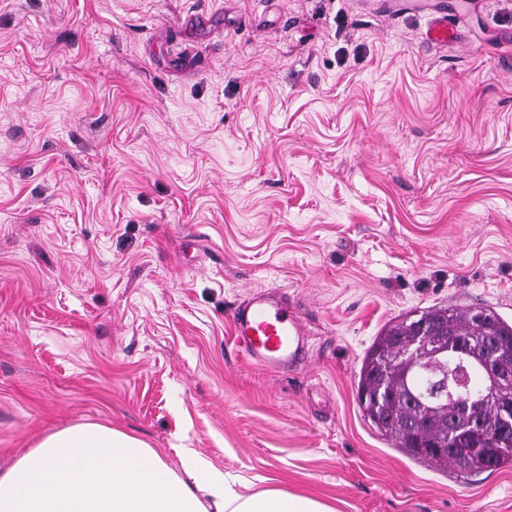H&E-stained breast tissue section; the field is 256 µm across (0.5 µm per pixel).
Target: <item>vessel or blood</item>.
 Wrapping results in <instances>:
<instances>
[{
    "label": "vessel or blood",
    "mask_w": 512,
    "mask_h": 512,
    "mask_svg": "<svg viewBox=\"0 0 512 512\" xmlns=\"http://www.w3.org/2000/svg\"><path fill=\"white\" fill-rule=\"evenodd\" d=\"M235 343L259 368L280 373L302 358L304 320L271 291L250 294L230 314Z\"/></svg>",
    "instance_id": "obj_1"
}]
</instances>
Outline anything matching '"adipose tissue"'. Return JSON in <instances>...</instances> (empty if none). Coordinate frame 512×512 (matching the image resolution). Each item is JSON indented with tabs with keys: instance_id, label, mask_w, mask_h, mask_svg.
Returning a JSON list of instances; mask_svg holds the SVG:
<instances>
[{
	"instance_id": "obj_1",
	"label": "adipose tissue",
	"mask_w": 512,
	"mask_h": 512,
	"mask_svg": "<svg viewBox=\"0 0 512 512\" xmlns=\"http://www.w3.org/2000/svg\"><path fill=\"white\" fill-rule=\"evenodd\" d=\"M184 474L136 437L86 423L43 438L0 475V512H336L278 488L244 494L182 451Z\"/></svg>"
}]
</instances>
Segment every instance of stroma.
Segmentation results:
<instances>
[{
  "instance_id": "1",
  "label": "stroma",
  "mask_w": 512,
  "mask_h": 512,
  "mask_svg": "<svg viewBox=\"0 0 512 512\" xmlns=\"http://www.w3.org/2000/svg\"><path fill=\"white\" fill-rule=\"evenodd\" d=\"M267 288L280 374L231 335ZM448 305L512 321V0H0V472L99 423L246 494L512 512V467L358 405L382 328ZM235 343L253 363L278 374L302 360L304 320L271 291L253 292L230 314Z\"/></svg>"
}]
</instances>
